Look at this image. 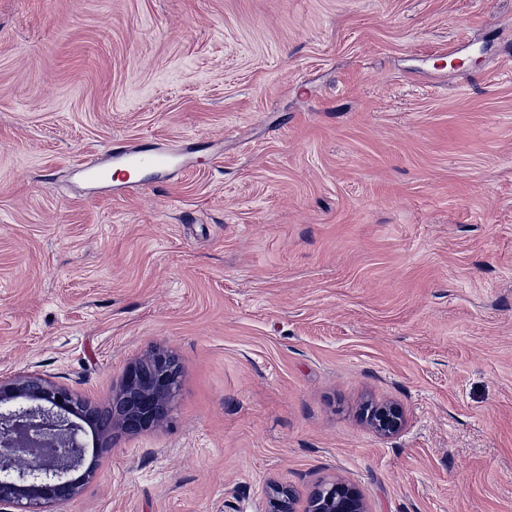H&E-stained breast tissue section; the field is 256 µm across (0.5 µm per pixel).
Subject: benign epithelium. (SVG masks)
Here are the masks:
<instances>
[{"mask_svg": "<svg viewBox=\"0 0 512 512\" xmlns=\"http://www.w3.org/2000/svg\"><path fill=\"white\" fill-rule=\"evenodd\" d=\"M171 355L156 351L148 359L157 371L146 375L129 367L115 400L134 408L137 422L149 428L160 422L156 408L173 397L177 376ZM82 405L67 388L34 376L0 379V512H45L60 499V486L85 458L86 430L79 423ZM375 431L388 436L399 431L402 414L393 405L369 412ZM267 512H367L362 495L341 481L321 486L303 510L289 487L268 494Z\"/></svg>", "mask_w": 512, "mask_h": 512, "instance_id": "7a95c632", "label": "benign epithelium"}]
</instances>
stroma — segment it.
I'll return each instance as SVG.
<instances>
[{
  "mask_svg": "<svg viewBox=\"0 0 512 512\" xmlns=\"http://www.w3.org/2000/svg\"><path fill=\"white\" fill-rule=\"evenodd\" d=\"M153 350L50 512H512V0H0V378L103 408ZM111 153L112 166L91 161L82 164L81 171L93 182L129 187L140 182L144 171L164 172L175 165L176 155L149 144L130 147L117 143ZM170 358L171 355L163 351L149 355L144 361L155 360L157 364V371L151 375H146L150 366L144 363L141 364L143 373L138 368L139 363L129 367L115 396L116 402L122 403L125 410L135 401L134 414L142 428L159 423L161 419L156 414L158 404L175 395L177 376L171 367ZM131 391L135 392V399L131 397ZM369 417L375 431L384 436L397 433L402 422L400 409L393 405L372 406ZM290 487L276 486L268 494L267 512H367L362 495L341 481L321 486L303 510Z\"/></svg>",
  "mask_w": 512,
  "mask_h": 512,
  "instance_id": "obj_1",
  "label": "stroma"
}]
</instances>
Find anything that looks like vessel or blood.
I'll return each instance as SVG.
<instances>
[{
	"label": "vessel or blood",
	"mask_w": 512,
	"mask_h": 512,
	"mask_svg": "<svg viewBox=\"0 0 512 512\" xmlns=\"http://www.w3.org/2000/svg\"><path fill=\"white\" fill-rule=\"evenodd\" d=\"M111 153V165L95 161L82 165L81 170L89 180L129 187L139 183L143 172H163L175 164L173 153L149 144L130 147L118 143L113 145Z\"/></svg>",
	"instance_id": "b4317fda"
}]
</instances>
